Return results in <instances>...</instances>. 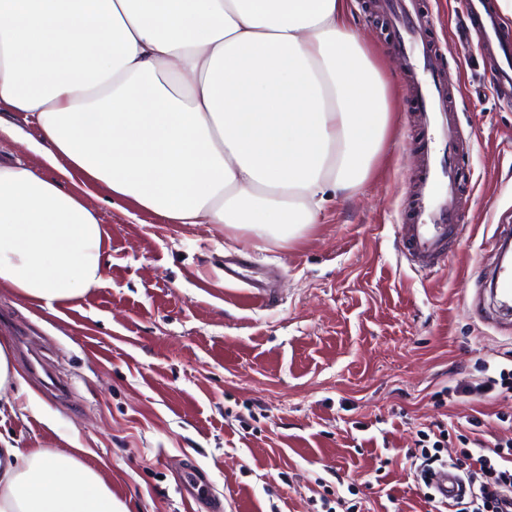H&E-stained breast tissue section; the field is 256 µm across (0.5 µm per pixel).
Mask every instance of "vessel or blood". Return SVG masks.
Listing matches in <instances>:
<instances>
[{
	"instance_id": "vessel-or-blood-1",
	"label": "vessel or blood",
	"mask_w": 512,
	"mask_h": 512,
	"mask_svg": "<svg viewBox=\"0 0 512 512\" xmlns=\"http://www.w3.org/2000/svg\"><path fill=\"white\" fill-rule=\"evenodd\" d=\"M385 7L400 33L398 57L426 144L411 195V221L403 225L402 237L407 259L427 276L438 267L449 234L463 227L465 219L458 170L452 163L435 161L433 145L443 139L457 148L465 140L449 107L448 75L430 62L434 53L431 21L420 0H387ZM456 39L479 43L492 61L488 81L494 94L512 103V37L504 33L489 0H464ZM457 484L453 472L442 470L433 477L431 487L440 499L448 501L457 494Z\"/></svg>"
}]
</instances>
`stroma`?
<instances>
[{
  "label": "stroma",
  "instance_id": "35a3bbf8",
  "mask_svg": "<svg viewBox=\"0 0 512 512\" xmlns=\"http://www.w3.org/2000/svg\"><path fill=\"white\" fill-rule=\"evenodd\" d=\"M375 2L352 0L350 22L398 80L395 33ZM425 8L434 65L458 67L451 101L470 142L458 156L469 229L427 277L400 242L420 162L406 97L374 175L285 248L246 251L223 225L169 223L0 136L1 163L42 171L111 228L102 285L58 314L0 288V337H28L68 387L55 395L14 354L37 399L0 418L1 437L81 449L128 512H207L179 490L190 469L222 512H322L335 494L337 512H434L409 471L419 429L458 425L450 454L474 414L484 445L512 438V395L467 391L484 366L512 364V326L488 300L495 240L512 228V108L493 99L477 46L453 37L460 0ZM228 255L243 279H225ZM257 287L269 302L253 299Z\"/></svg>",
  "mask_w": 512,
  "mask_h": 512
}]
</instances>
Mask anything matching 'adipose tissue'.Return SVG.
Instances as JSON below:
<instances>
[{
  "label": "adipose tissue",
  "instance_id": "1",
  "mask_svg": "<svg viewBox=\"0 0 512 512\" xmlns=\"http://www.w3.org/2000/svg\"><path fill=\"white\" fill-rule=\"evenodd\" d=\"M399 93L349 0H0V106L112 198L173 224L295 242L371 175ZM106 225L35 168L0 164V288L47 311L102 283ZM0 512H127L68 452L0 437Z\"/></svg>",
  "mask_w": 512,
  "mask_h": 512
}]
</instances>
